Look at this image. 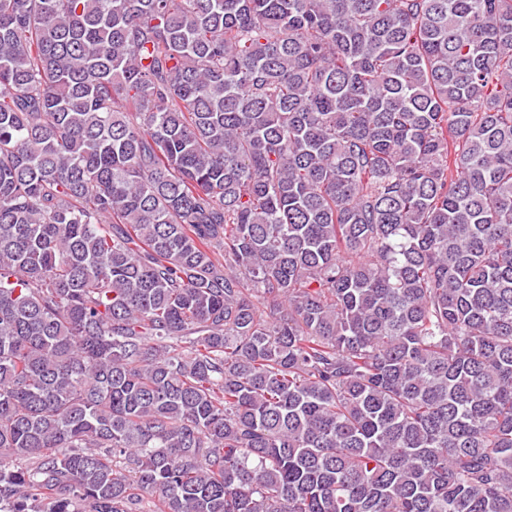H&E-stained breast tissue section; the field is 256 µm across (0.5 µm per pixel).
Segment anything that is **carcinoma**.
<instances>
[{
  "label": "carcinoma",
  "mask_w": 512,
  "mask_h": 512,
  "mask_svg": "<svg viewBox=\"0 0 512 512\" xmlns=\"http://www.w3.org/2000/svg\"><path fill=\"white\" fill-rule=\"evenodd\" d=\"M0 512H512V0H0Z\"/></svg>",
  "instance_id": "obj_1"
}]
</instances>
